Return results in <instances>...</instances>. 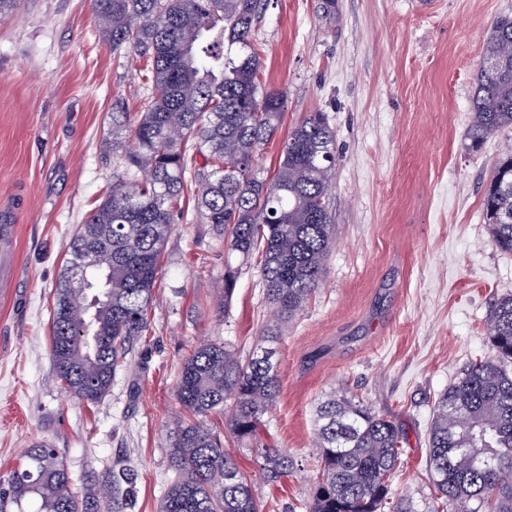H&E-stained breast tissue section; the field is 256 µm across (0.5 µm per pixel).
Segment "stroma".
Returning <instances> with one entry per match:
<instances>
[{"label": "stroma", "mask_w": 512, "mask_h": 512, "mask_svg": "<svg viewBox=\"0 0 512 512\" xmlns=\"http://www.w3.org/2000/svg\"><path fill=\"white\" fill-rule=\"evenodd\" d=\"M511 15L512 0H270L252 29L263 84L286 96L259 167L272 174L289 131L314 112L334 130L337 158L336 238L322 282L283 327L281 390L253 447L230 448L263 512H306L314 410L335 391L400 425L392 495L434 512V404L468 361L492 355L491 305L512 294V254L492 245L483 211L492 161L512 133L476 151L464 144L484 43ZM148 68L102 42L90 0H20L0 22V225H13L15 240L14 270L0 286V480L43 441L78 485L87 471L133 466L134 512H158L173 478L174 389L190 350L220 338L248 354L272 319L253 266L220 309L224 248L189 202L130 367L94 404L56 378L50 292L66 243L121 170L104 149L112 108L145 109ZM259 448L288 453L295 473L267 482Z\"/></svg>", "instance_id": "35a3bbf8"}]
</instances>
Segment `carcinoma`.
Wrapping results in <instances>:
<instances>
[{
  "mask_svg": "<svg viewBox=\"0 0 512 512\" xmlns=\"http://www.w3.org/2000/svg\"><path fill=\"white\" fill-rule=\"evenodd\" d=\"M262 0H92L100 38L152 62L153 96L131 117L112 112V154L124 172L78 225L50 310L51 353L64 390L90 403L110 390L116 370L150 329L166 243L184 217L185 189L224 244V305L238 267L259 258L275 323L242 356L221 339L202 341L176 386L181 419L168 448L173 480L159 512H260L252 480L224 442L252 441L280 391L276 345L282 325L316 291L334 244L328 192L336 170L334 131L315 112L289 132L279 165L264 176L256 161L281 125L282 92L262 83L251 44ZM471 149L512 129V18L497 20L474 76ZM483 198L491 241L512 253V150L492 163ZM492 357L475 359L435 404L428 472L448 512H512V295L492 306ZM225 415L226 433L207 425ZM403 432L391 417L347 395L316 409L315 489L309 512H380ZM497 466L479 470L475 455ZM269 482L294 460L261 449ZM138 475L128 465L90 472L82 493L55 450L25 449L0 492V512H131Z\"/></svg>",
  "mask_w": 512,
  "mask_h": 512,
  "instance_id": "1",
  "label": "carcinoma"
}]
</instances>
